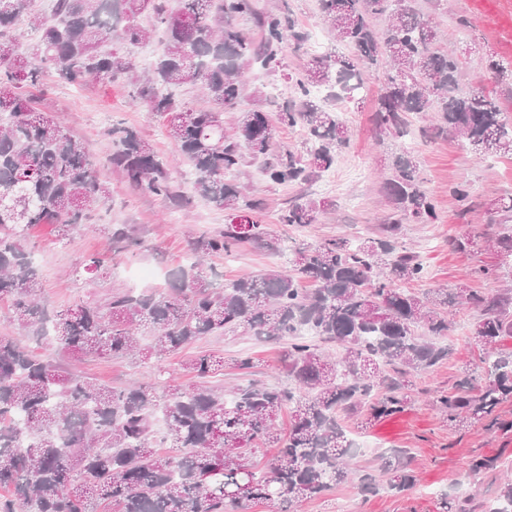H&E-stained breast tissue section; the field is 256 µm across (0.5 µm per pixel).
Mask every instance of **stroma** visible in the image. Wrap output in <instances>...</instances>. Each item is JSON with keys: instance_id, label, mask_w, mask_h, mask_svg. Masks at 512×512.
Instances as JSON below:
<instances>
[{"instance_id": "1", "label": "stroma", "mask_w": 512, "mask_h": 512, "mask_svg": "<svg viewBox=\"0 0 512 512\" xmlns=\"http://www.w3.org/2000/svg\"><path fill=\"white\" fill-rule=\"evenodd\" d=\"M416 8L421 17L444 35L447 45L456 50L461 61V89L485 91L497 98L504 112L512 117V76L493 79L486 71L491 58L512 65V0H416ZM307 60L305 51H289L288 72L284 75L249 67L253 85L269 90L261 103L263 109L275 111L292 96L293 87L287 75L301 71ZM383 83L382 72H369L360 101L335 102V109L344 114L350 143L339 152L332 168L315 173L306 183L277 185L266 182L258 168L251 166L246 179L250 194L264 199L265 221L288 247L334 238L356 243L376 236L381 224L392 217L393 206L381 184L391 175L394 156L403 147H412L426 186L437 193L440 220L434 224L407 222L402 226L400 245L418 255L425 270L422 279L410 284V291L452 290L465 282L478 292L497 294L502 280L476 277L472 270L500 262L486 240L497 233L499 224L512 225V212L505 213L496 207L497 200L512 198V156L482 157L452 136L416 142L413 134L425 127L426 121L412 112L407 115L412 134L405 141L379 138L374 117ZM35 93L61 120L64 130L83 142L101 177L111 187V199L97 212L95 223L130 225L144 242L143 248L131 254L113 250L114 272L107 280H79L74 275L76 265L102 252L103 238L79 231L65 239L53 225L31 226L26 246L41 261L43 293L48 303L61 310L82 299L142 291V284L132 276L140 266L156 268L159 276L155 284L164 288V273L186 262L189 235L223 230V210L198 196L191 197L183 206L172 207L160 198L134 191L119 171L107 165L112 126L121 122L135 127L157 155L170 161L175 183L184 186L190 181L191 166L176 159L162 118L149 112L145 104L134 101L125 81L70 85L48 69ZM458 182L469 185L470 202L449 195V186ZM297 199H326L333 206L316 223L305 227L279 223L281 211ZM469 231L483 236L477 252L454 250L451 239ZM285 264V259L248 247L235 256L211 257L207 267L217 281L229 282L256 277ZM474 318L472 309L454 306L453 327L446 339L451 354L444 364L419 380L414 405L355 436L356 441L371 448L370 454L355 455L358 468H375L378 453L405 448L410 452L418 485L398 495L371 496L363 494L356 483L346 482L332 493L304 503L300 512H437L441 494L465 496L492 491L491 479L477 480L470 473L469 462L475 454L500 456L504 466L512 469V430L488 431L479 426L452 431L441 423L432 405L434 391L451 389L478 362L481 346L469 331ZM284 347L281 341L260 340L236 332L201 338L151 364L128 358H89L76 362L75 367L113 388L132 382L158 384L165 371L175 374L178 383L185 385L189 379L181 374L182 362L215 352L223 356L224 368L206 378V386L228 389L250 382L284 385L288 382L281 363ZM241 357L251 359V368L241 370L235 366V359Z\"/></svg>"}]
</instances>
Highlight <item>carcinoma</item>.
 I'll use <instances>...</instances> for the list:
<instances>
[{
  "instance_id": "1",
  "label": "carcinoma",
  "mask_w": 512,
  "mask_h": 512,
  "mask_svg": "<svg viewBox=\"0 0 512 512\" xmlns=\"http://www.w3.org/2000/svg\"><path fill=\"white\" fill-rule=\"evenodd\" d=\"M32 0H0V301L30 340L51 339L61 352L85 357H160L205 336L242 329L259 339H288L290 387L257 383L224 391L170 384L108 389L95 379L34 355L14 336H0V512H293L345 482L353 443L344 417L362 413L368 424L412 405L410 379L448 359L441 343L451 323L448 308L467 304L480 311L473 336L482 345L483 383L464 378L436 395L435 408L448 429L480 425L495 429L499 407L512 402V352L498 348L512 339V290L493 296L462 285L454 294L432 288L419 295L404 285L423 278L414 253L398 245L402 221L435 224L437 201L408 151L395 157L383 191L398 217L381 235L355 245L344 238L292 250L289 265L266 274L218 283L202 258L228 255L247 246L274 255L282 239L262 223V199L240 181L247 160H262L269 182H306L336 162L349 145L347 126L336 110L312 97L354 99L365 90V70L386 67L385 92L375 112L381 134L403 137V114L437 113L436 134L452 133L480 153L512 155V122L497 100L482 91L459 92L460 60L442 48L437 32L407 6L408 0H319L321 20L335 41L353 55L314 56L307 68L288 75L297 100L273 114L243 108V70L287 68L285 48L305 39L291 18L256 0H53L51 19L30 10ZM150 13L165 44L143 75L131 58L151 31L139 23ZM248 17L260 29L256 42L236 20ZM387 20L379 40L374 20ZM37 33L31 58L16 50L17 32ZM68 82L132 79L133 96L164 117L168 137L193 169L192 191L230 213L217 234L189 241L194 261L168 274V288L114 293L105 302L49 309L41 273L25 245L35 224H55L69 233L90 223L111 198L83 143L67 134L41 102L19 89L41 84L45 68ZM199 88L200 102L178 103L172 88ZM236 112L232 131L224 113ZM305 128L302 155L274 148L278 126ZM108 162L136 191L173 206L185 201L159 158L139 132L112 126ZM326 208L295 203L281 224L306 226ZM99 233L125 247L140 245L124 224H101ZM492 246L512 279V225H503ZM101 278L112 273V254L83 262ZM153 331L141 344L138 331ZM342 350L331 360L316 341ZM220 361L199 355L183 365L197 378ZM288 413V432L275 421ZM262 443L278 449L259 471L249 458ZM500 471L498 458L476 455L474 476ZM417 483L402 450L381 456L380 473L358 476L363 493L398 494ZM480 512H512V480L482 498ZM439 512H473L469 500L441 495Z\"/></svg>"
}]
</instances>
